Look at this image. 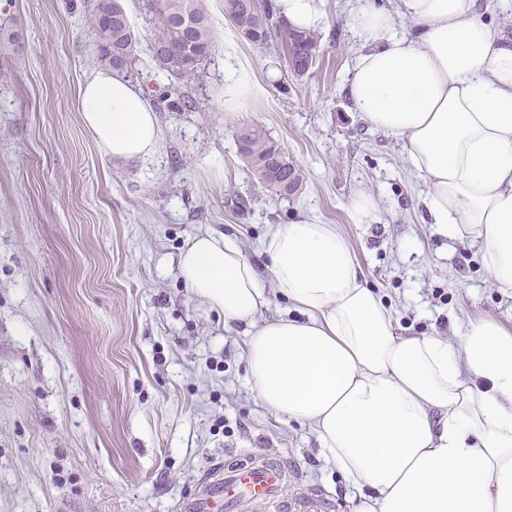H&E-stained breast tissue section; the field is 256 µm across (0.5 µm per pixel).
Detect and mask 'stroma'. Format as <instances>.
Wrapping results in <instances>:
<instances>
[{
    "instance_id": "obj_1",
    "label": "stroma",
    "mask_w": 512,
    "mask_h": 512,
    "mask_svg": "<svg viewBox=\"0 0 512 512\" xmlns=\"http://www.w3.org/2000/svg\"><path fill=\"white\" fill-rule=\"evenodd\" d=\"M215 48L190 87L198 107L158 101L153 20L124 0L136 33L135 84L160 131L154 154L117 162L83 125L78 87L99 68L83 0H0V512H180L210 471L248 456L291 467L285 498L352 495L308 422L268 410L248 380V328L195 298L177 262L191 239L237 240L265 271L270 230L336 225L401 334L460 339L469 322L512 328L477 241L425 223L426 184L402 138L348 99L356 56L351 0H325L314 68L293 77L284 50L244 41L205 0ZM17 43H9L10 33ZM244 84L224 107V62ZM258 124L293 157L299 194L262 192L238 127ZM357 192L378 204L353 224ZM347 211L353 224H373L378 218V207L374 198L364 192L352 196Z\"/></svg>"
}]
</instances>
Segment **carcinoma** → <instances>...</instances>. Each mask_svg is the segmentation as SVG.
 <instances>
[{
  "label": "carcinoma",
  "mask_w": 512,
  "mask_h": 512,
  "mask_svg": "<svg viewBox=\"0 0 512 512\" xmlns=\"http://www.w3.org/2000/svg\"><path fill=\"white\" fill-rule=\"evenodd\" d=\"M87 0L85 8L95 32L96 61L128 77L135 75L136 36L120 0ZM232 25L247 42L260 48L281 47L293 63L290 73L306 75L318 51L319 35L292 28L277 15L273 0L256 11L251 0H231ZM146 13L157 21L151 42L152 60L171 84L161 98L172 109L190 108L183 87L198 78L213 47V25L204 0H146ZM239 154L262 188L281 198L297 194L303 184L300 168L278 141L258 125L247 124L237 136Z\"/></svg>",
  "instance_id": "1"
}]
</instances>
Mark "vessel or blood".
Instances as JSON below:
<instances>
[{
    "label": "vessel or blood",
    "mask_w": 512,
    "mask_h": 512,
    "mask_svg": "<svg viewBox=\"0 0 512 512\" xmlns=\"http://www.w3.org/2000/svg\"><path fill=\"white\" fill-rule=\"evenodd\" d=\"M284 476V467L277 464L258 466L246 462L217 469L184 502V512H207L217 501L222 502L226 512H235L243 504L273 497L281 489Z\"/></svg>",
    "instance_id": "b4317fda"
}]
</instances>
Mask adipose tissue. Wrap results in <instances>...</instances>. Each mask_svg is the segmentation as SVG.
Wrapping results in <instances>:
<instances>
[{
    "mask_svg": "<svg viewBox=\"0 0 512 512\" xmlns=\"http://www.w3.org/2000/svg\"><path fill=\"white\" fill-rule=\"evenodd\" d=\"M323 0H275L292 27L320 29ZM356 0L360 50L347 86L376 129L404 139L424 179L427 223L476 239L491 279L512 290V35L487 0ZM402 15L408 29H397ZM82 121L115 160L152 155L142 89L103 69L80 91ZM271 280L297 317L256 318L267 291L237 241L197 236L178 260L193 296L251 325L245 362L272 412L310 422L354 491L351 512H512V331L470 323L458 342L402 336L336 225L302 219L265 238Z\"/></svg>",
    "mask_w": 512,
    "mask_h": 512,
    "instance_id": "ef3b65f1",
    "label": "adipose tissue"
}]
</instances>
